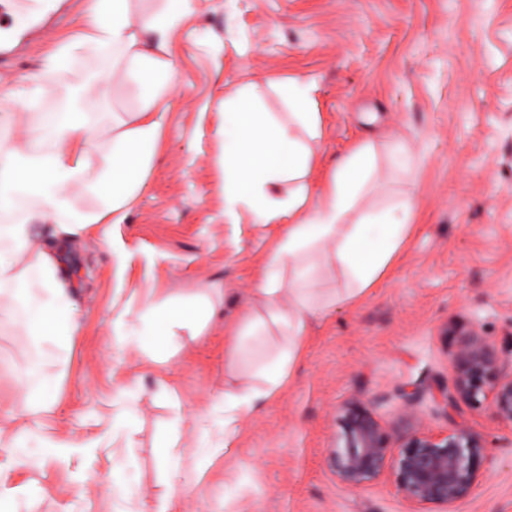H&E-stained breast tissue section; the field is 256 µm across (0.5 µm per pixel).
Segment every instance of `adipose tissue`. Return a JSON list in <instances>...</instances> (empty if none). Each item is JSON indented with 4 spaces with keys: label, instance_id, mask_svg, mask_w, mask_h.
Instances as JSON below:
<instances>
[{
    "label": "adipose tissue",
    "instance_id": "adipose-tissue-1",
    "mask_svg": "<svg viewBox=\"0 0 512 512\" xmlns=\"http://www.w3.org/2000/svg\"><path fill=\"white\" fill-rule=\"evenodd\" d=\"M190 12L191 0H159L157 7L143 11L132 10L130 0H92L83 17V35L50 56L42 76L51 78L68 65L75 49L108 54L113 68L135 87L137 106L109 130L98 128L83 113L65 110L42 113L29 144L0 134V211L24 209L20 222L0 225V285L22 283L27 269L38 272L39 287L27 293L21 322L31 336L69 347L78 332L76 304L66 286V237L95 231L111 244L117 261L125 259L112 227L124 221L155 159L162 127L157 107L175 84L170 36ZM280 88L290 108L284 122L261 107L253 88H240L224 99V215L234 224L247 216L253 223L280 227L246 312L224 332L237 355L245 353V340L259 337L276 339L279 349L258 369L257 384L225 392L221 428L207 451L192 460L199 481L211 476L240 418L283 390L308 347L313 325L375 284L416 219L409 198L378 213L356 214L376 168L374 146L368 141L338 158L325 184L311 189L306 177L323 136L315 88L299 77ZM97 156L103 165L90 183L86 174ZM81 192L97 194L99 207L77 208L74 197ZM321 266L339 271L344 287H321L316 275ZM218 292L216 284L203 282L192 299L167 297L145 311L146 326L138 333L151 347L137 367L126 370L116 389L112 429L126 425L142 370L166 362L172 338L183 330L194 337L205 335L219 317ZM1 438L7 439L10 452L6 464H0V512H14L29 496L32 484L22 475L40 468L43 456L67 461L93 455L98 446L94 439L44 435L27 424L9 433L0 428ZM33 438L42 457L20 452ZM177 441L173 430L163 437L165 490L149 500L146 512H176L187 501L182 461L174 451Z\"/></svg>",
    "mask_w": 512,
    "mask_h": 512
}]
</instances>
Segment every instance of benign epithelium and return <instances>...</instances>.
<instances>
[{
    "label": "benign epithelium",
    "instance_id": "7a95c632",
    "mask_svg": "<svg viewBox=\"0 0 512 512\" xmlns=\"http://www.w3.org/2000/svg\"><path fill=\"white\" fill-rule=\"evenodd\" d=\"M451 337L449 383H439L432 399L453 418L461 406L486 402L499 423L512 427V360L502 357L476 320L446 326ZM344 446L330 455L338 483L353 491L393 470L398 494L413 506L434 504L443 512L467 497L484 478L488 448L481 436L458 426L451 431L420 429L393 434L362 402L343 409Z\"/></svg>",
    "mask_w": 512,
    "mask_h": 512
}]
</instances>
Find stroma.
<instances>
[{
	"label": "stroma",
	"mask_w": 512,
	"mask_h": 512,
	"mask_svg": "<svg viewBox=\"0 0 512 512\" xmlns=\"http://www.w3.org/2000/svg\"><path fill=\"white\" fill-rule=\"evenodd\" d=\"M89 0H59L44 16L46 34L15 41L0 69V128L17 135L39 113L57 112V87L76 85L107 58L83 57L54 80L34 74L62 43L81 32ZM176 88L162 102L155 162L125 221L113 233L128 253L117 266L100 237L70 244L69 285L79 331L71 351L50 348L20 325L0 319V418L23 424L34 392L59 394L45 432L103 437L96 454L70 463L46 461L30 474L22 512H139L138 501L79 493L76 476L162 493L166 463L158 438L171 426L191 460L202 446L193 415L209 397L237 386L250 366L224 346L223 325L201 348H182L142 374L136 416L116 435L113 372L139 356L117 346L112 320L128 306L135 322L167 296L193 295L200 281L224 290V318L238 320L256 285L276 226L227 223L220 189L219 134L224 97L253 84L267 109L286 118L274 81H311L323 138L308 174L318 187L337 158L374 139L378 170L360 207L379 211L411 197L418 218L397 259L357 303L316 325L312 341L283 391L241 424L212 478L190 485L192 512H410L395 476L350 492L330 471L342 444V408L374 400L386 426L449 431L464 424L489 450L486 476L455 512H512V429L487 407H463L454 420L429 397L407 402L401 387L428 388L448 378L449 345L439 330L479 319L501 355L512 358V0H192L170 39ZM36 88L26 107L13 93ZM412 155L410 168L390 164L393 141ZM35 371L25 388L12 378ZM171 393H161L162 384Z\"/></svg>",
	"instance_id": "1"
}]
</instances>
